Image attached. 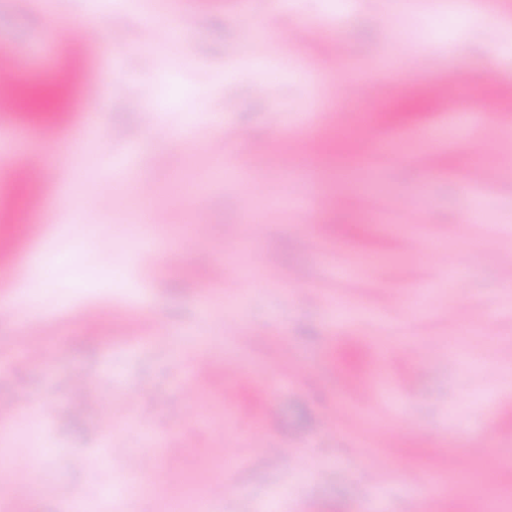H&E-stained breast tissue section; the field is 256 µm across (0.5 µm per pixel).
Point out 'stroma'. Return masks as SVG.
<instances>
[{
  "instance_id": "stroma-1",
  "label": "stroma",
  "mask_w": 512,
  "mask_h": 512,
  "mask_svg": "<svg viewBox=\"0 0 512 512\" xmlns=\"http://www.w3.org/2000/svg\"><path fill=\"white\" fill-rule=\"evenodd\" d=\"M153 2L176 30L159 42L130 0H0V50L27 46V83L50 84L67 62L50 17L76 28L91 16L103 35L77 77L96 71L107 87L72 100L93 137L71 119L0 127V210L43 227L0 254V406L18 410L0 424V512H165L175 500L205 512H512V277L500 263L512 254V107L488 100L512 80V29L489 13L449 22L456 0ZM311 21L325 42L292 37ZM393 60L407 93L451 76L462 96L445 113L379 123L378 107L400 99ZM364 81L381 104L328 133L352 155L318 149L307 168L244 180L219 170L212 140L234 158L287 152L323 104ZM375 140L395 148L360 160ZM63 144L75 155L52 174L66 205L45 182L22 198L12 163ZM426 150L442 158L435 171L416 163ZM477 165L487 182L465 191ZM146 177L166 223L129 197ZM190 178L206 211L176 192ZM308 185L323 201L309 215L294 203ZM30 323L44 330L34 357ZM115 400L130 419L107 438ZM146 450L155 467L128 480ZM219 473L229 490L214 501L206 480Z\"/></svg>"
}]
</instances>
